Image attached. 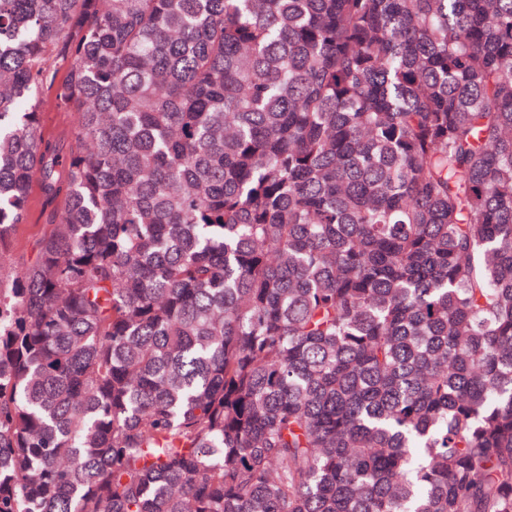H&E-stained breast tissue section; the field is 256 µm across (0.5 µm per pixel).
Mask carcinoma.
Masks as SVG:
<instances>
[{
    "mask_svg": "<svg viewBox=\"0 0 512 512\" xmlns=\"http://www.w3.org/2000/svg\"><path fill=\"white\" fill-rule=\"evenodd\" d=\"M0 512H512V0H0ZM64 70L59 67H52L44 79L41 90V101L45 103L42 113V132L48 136H58L66 129L73 119V114L68 112H57L52 104V97L55 88ZM45 224V218L42 215L41 205L38 197L35 195L32 199L30 206V213L25 223L18 234V243L15 250V257L18 261V266L26 261H31L35 256V240L37 233L42 225Z\"/></svg>",
    "mask_w": 512,
    "mask_h": 512,
    "instance_id": "carcinoma-1",
    "label": "carcinoma"
}]
</instances>
